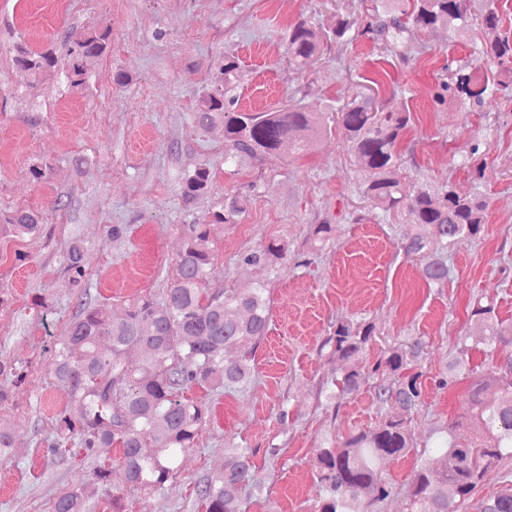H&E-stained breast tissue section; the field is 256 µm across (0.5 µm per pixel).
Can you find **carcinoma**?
<instances>
[{
    "label": "carcinoma",
    "instance_id": "carcinoma-1",
    "mask_svg": "<svg viewBox=\"0 0 512 512\" xmlns=\"http://www.w3.org/2000/svg\"><path fill=\"white\" fill-rule=\"evenodd\" d=\"M469 0H375L367 13L351 18L336 14L330 28L300 19L288 27L285 49L296 69L311 66L325 51L350 38L364 37L394 52L411 30L448 32L464 38L470 30ZM497 0H486L482 29H498ZM108 30H71L63 34L66 62L54 49L32 51L20 44L14 65L29 76L18 91L20 97L36 95L42 82L53 77L69 90L86 86L83 61L107 48ZM481 57L468 61L437 78L431 91L433 107L450 102L490 103L495 95L512 88V37H496L482 43ZM239 69L238 58L224 54L214 66L210 84L197 97L194 120L204 131L224 128V162L241 157L261 161L286 148L300 154L331 131L326 113L292 104L261 112L241 111L231 94ZM346 139L356 163L365 173L361 192L384 212L407 213L412 231L403 239L404 255L419 263L429 284L448 279V249L463 237L479 238L487 219L488 201L465 194L448 183L436 190L421 186L411 190L401 178L398 150L411 123L405 108L376 107L373 99H353L336 109L332 119ZM182 194L188 199L209 191L210 168L200 165L181 177ZM246 198L224 197L219 209L197 224L182 225V247L174 275L164 297L139 296L122 303L116 318L108 308L80 300L79 310L57 341L52 376L54 384L79 405L72 415L65 408L53 416L57 435L49 444L56 455L68 442L88 457L99 448H117V466L124 478L123 490L148 494L175 478L178 459L196 447L199 430L209 416L208 407L186 395L193 387L210 392L247 387L253 381L245 356L228 357L266 336L271 316L269 289L256 282L235 291L207 288L212 255L210 227L236 224ZM34 211L0 213V233L14 237L40 232ZM287 256L282 244L242 252L246 265L270 267ZM66 269L74 287H86L81 241L71 243ZM478 324V339L463 340L445 371L433 378L439 390L465 380L467 413L435 431L434 447L446 457L441 470L424 462L403 493L404 512H448V490L460 502L468 501L498 464L512 457V321L500 318L493 299L480 297L470 309ZM374 326L341 320L321 349L341 362L330 398L337 401L355 394L370 378L373 401L406 415L421 403L419 378L408 374L403 353L392 349L365 371L360 357L372 342ZM142 353L134 369L127 361L130 350ZM501 356L493 370L473 364L472 354ZM498 389L496 399L484 396L487 386ZM465 428L468 437L456 430ZM408 449L404 420L390 419L375 428L346 437H329L317 448L320 506L318 512H381L380 505L393 495L394 487L383 476L381 462ZM260 486L258 471L249 451L233 445L224 449V462L216 473L197 486L196 495L205 512H244L248 491ZM82 488L72 487L54 503L53 512H83ZM480 512H512V481L504 477L499 490L479 504Z\"/></svg>",
    "mask_w": 512,
    "mask_h": 512
}]
</instances>
